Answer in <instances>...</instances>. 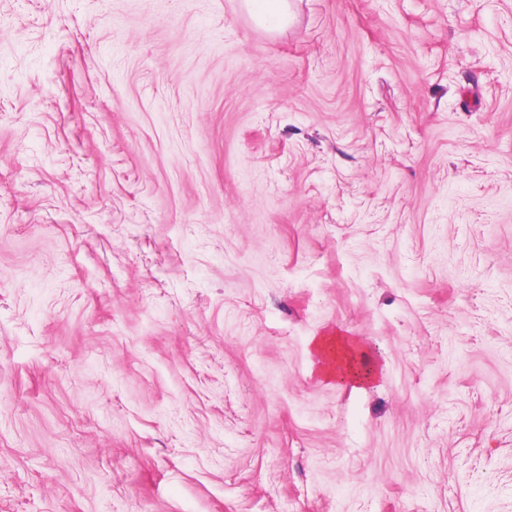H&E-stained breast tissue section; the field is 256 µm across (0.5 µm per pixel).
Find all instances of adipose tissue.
I'll use <instances>...</instances> for the list:
<instances>
[{
	"label": "adipose tissue",
	"instance_id": "obj_1",
	"mask_svg": "<svg viewBox=\"0 0 512 512\" xmlns=\"http://www.w3.org/2000/svg\"><path fill=\"white\" fill-rule=\"evenodd\" d=\"M314 352L319 360L321 377L337 386L363 389L377 380L378 361L365 346H349L338 335L323 336L315 342Z\"/></svg>",
	"mask_w": 512,
	"mask_h": 512
}]
</instances>
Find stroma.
Masks as SVG:
<instances>
[{"label": "stroma", "mask_w": 512, "mask_h": 512, "mask_svg": "<svg viewBox=\"0 0 512 512\" xmlns=\"http://www.w3.org/2000/svg\"><path fill=\"white\" fill-rule=\"evenodd\" d=\"M289 2L0 0V512H512V0ZM251 8L259 20L271 27L280 25L286 18V1L250 0ZM274 6H269L271 3ZM314 352L319 360L321 377L338 387L352 385L364 389L377 380L378 361L364 345L348 346L337 334L321 336L314 344Z\"/></svg>", "instance_id": "35a3bbf8"}]
</instances>
